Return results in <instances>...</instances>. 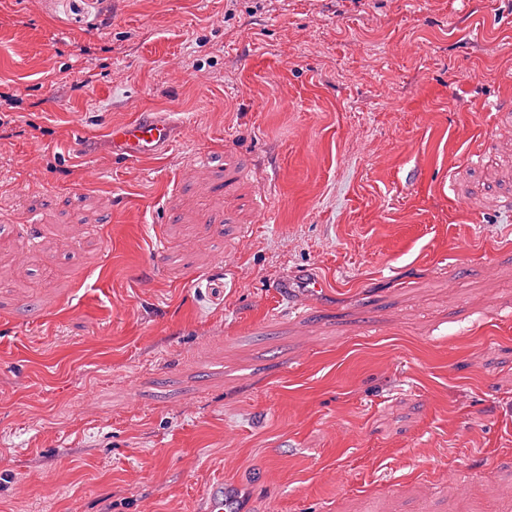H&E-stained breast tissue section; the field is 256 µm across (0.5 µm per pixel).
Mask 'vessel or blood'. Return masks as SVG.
Returning <instances> with one entry per match:
<instances>
[{"mask_svg":"<svg viewBox=\"0 0 512 512\" xmlns=\"http://www.w3.org/2000/svg\"><path fill=\"white\" fill-rule=\"evenodd\" d=\"M179 128L178 121L169 117L138 114L113 128L112 153L132 161L164 155L175 144ZM207 500V512L234 510L232 500L224 494L223 481L210 484Z\"/></svg>","mask_w":512,"mask_h":512,"instance_id":"vessel-or-blood-1","label":"vessel or blood"}]
</instances>
